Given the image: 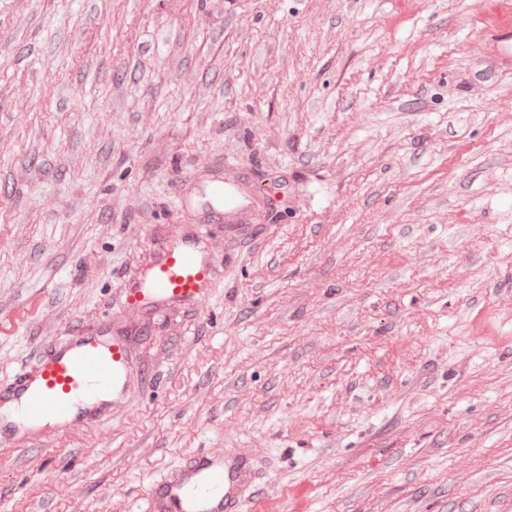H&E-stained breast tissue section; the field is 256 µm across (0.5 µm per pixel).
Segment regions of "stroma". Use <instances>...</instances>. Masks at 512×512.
Segmentation results:
<instances>
[{"label":"stroma","mask_w":512,"mask_h":512,"mask_svg":"<svg viewBox=\"0 0 512 512\" xmlns=\"http://www.w3.org/2000/svg\"><path fill=\"white\" fill-rule=\"evenodd\" d=\"M496 0H0V391L128 345L99 421L0 419V512H512V33ZM238 206L215 211L218 182ZM195 241L200 301L125 304ZM258 478V468L242 451L223 460L193 458L151 487L150 512H241L246 493L256 496Z\"/></svg>","instance_id":"stroma-1"}]
</instances>
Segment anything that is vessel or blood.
<instances>
[{"label": "vessel or blood", "instance_id": "b4317fda", "mask_svg": "<svg viewBox=\"0 0 512 512\" xmlns=\"http://www.w3.org/2000/svg\"><path fill=\"white\" fill-rule=\"evenodd\" d=\"M211 276L195 249L172 251L159 259L141 288L126 292L125 302L136 307L155 298L200 300ZM125 375L124 348L87 335L23 367L12 385L24 417L81 426L122 388ZM258 477L255 463L241 451L220 460L195 458L152 486V512H242Z\"/></svg>", "mask_w": 512, "mask_h": 512}]
</instances>
